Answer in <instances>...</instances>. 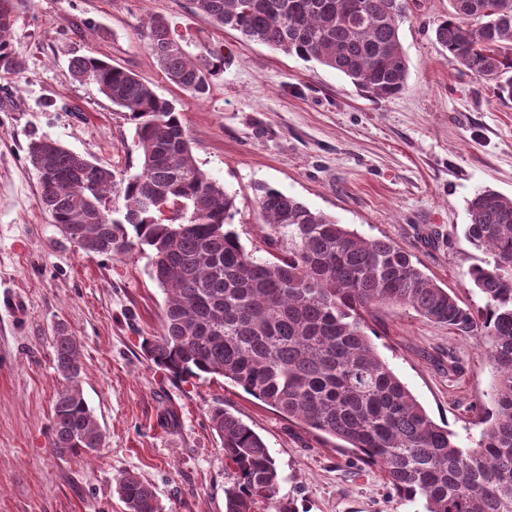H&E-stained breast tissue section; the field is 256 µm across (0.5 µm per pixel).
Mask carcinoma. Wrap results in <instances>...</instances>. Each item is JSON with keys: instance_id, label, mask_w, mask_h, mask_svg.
Segmentation results:
<instances>
[{"instance_id": "1", "label": "carcinoma", "mask_w": 512, "mask_h": 512, "mask_svg": "<svg viewBox=\"0 0 512 512\" xmlns=\"http://www.w3.org/2000/svg\"><path fill=\"white\" fill-rule=\"evenodd\" d=\"M27 0H0V75L24 62L10 36ZM435 29L448 62L512 97V0H450ZM220 29L319 63L377 99L407 85L399 35L407 0H193ZM145 37L165 77L200 99L224 55L193 56L175 26L150 16ZM70 71L136 122L142 171L121 181L110 169L39 138L27 158L39 174L53 223L84 252L149 251L151 279L165 294L162 331L143 340L146 357L176 378L221 376L290 421L380 468L400 499L424 512H512V198L480 190L467 202L464 234L490 259L469 271L485 306L480 317L385 237H366L295 197L262 186L256 204L282 244L274 260L247 249L233 229L235 199L196 163L175 104L136 74L94 56ZM179 209L159 220L146 199ZM490 339L493 368L479 436L466 446L438 424L379 354L367 330L382 307ZM61 378L50 417L51 450L87 461L104 434L81 388V346L59 325L53 336ZM234 482L224 512H296L277 498L279 474L262 437L213 407L208 415ZM126 512H162L155 488L131 472L115 478Z\"/></svg>"}]
</instances>
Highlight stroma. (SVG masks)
I'll return each mask as SVG.
<instances>
[{
	"label": "stroma",
	"instance_id": "35a3bbf8",
	"mask_svg": "<svg viewBox=\"0 0 512 512\" xmlns=\"http://www.w3.org/2000/svg\"><path fill=\"white\" fill-rule=\"evenodd\" d=\"M449 0H408L400 26L405 90L375 99L317 61L218 30L192 0H31L11 34L25 63L0 78V512H124L115 479L152 484L163 512H224L233 482L208 421L217 405L267 444L278 495L297 512H422L377 466L350 461L222 377L177 380L150 362L164 299L147 253L89 257L64 237L27 159L48 138L118 178L141 170L135 124L69 62L91 55L173 100L199 167L235 197L233 227L256 256L272 249L255 196L268 186L368 237H386L471 311L485 300L470 268L466 204L483 189L512 197V100L449 64L434 30ZM170 18L189 50H218L224 70L202 99L169 83L144 38L148 15ZM82 343V390L105 434L90 461L54 454L47 425L60 387L57 324ZM379 353L428 414L478 436L493 378L487 339L388 308L371 321Z\"/></svg>",
	"mask_w": 512,
	"mask_h": 512
}]
</instances>
